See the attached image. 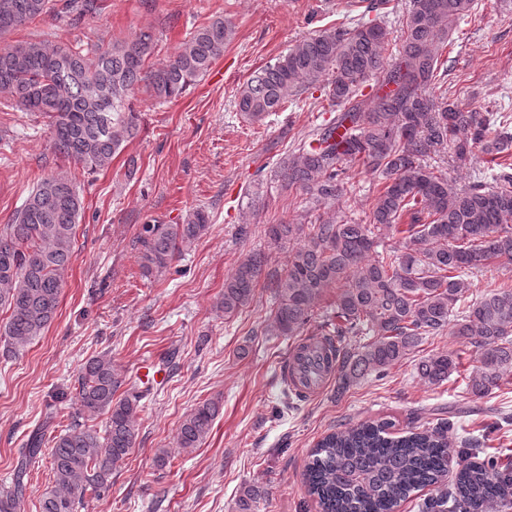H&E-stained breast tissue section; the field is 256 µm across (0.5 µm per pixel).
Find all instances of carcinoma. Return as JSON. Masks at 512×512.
<instances>
[{
	"mask_svg": "<svg viewBox=\"0 0 512 512\" xmlns=\"http://www.w3.org/2000/svg\"><path fill=\"white\" fill-rule=\"evenodd\" d=\"M473 4L410 0L393 57L383 21L358 18L324 29L297 41L239 92L238 110L253 119L299 104L302 92L318 83L342 108L272 171L282 189L306 196L307 213L267 227L268 250L238 262L220 301L227 319L250 306L273 252L288 249L275 282L270 335H303L324 293L336 289L335 308L297 346L296 359L318 358L336 376L339 396L370 374L385 375L450 324L452 335L474 352L464 377L467 395L490 396L512 372V283L470 297L473 275L495 262L512 264V130L492 112L460 108L428 92L440 77L448 36ZM102 10L103 0H64L59 8L51 0H0V39L51 13L81 18ZM232 35V24L215 17L188 33L172 57L153 64L158 38L151 29L87 49L79 42L16 41L0 47L3 105L44 116L54 154L84 171H100L139 132L134 91L143 88L159 101L182 96L224 55ZM477 151L495 163L490 184L478 177L457 188L448 172L428 163L446 153L461 166ZM354 162L380 178L364 224L336 212L345 165ZM83 209L75 177L51 173L0 231L5 353L23 351L53 321ZM208 228L202 209L185 224L144 225L138 240L143 275L165 273L180 246ZM389 235L399 237L401 247L383 246ZM461 365L462 353L450 350L421 358L415 370L421 381L439 386ZM122 384L110 350L81 367L78 413L107 418L101 429L76 421L52 438L53 486L42 494L40 512H76L134 447L145 394L132 384L119 395ZM222 407L221 400L208 399L186 414L178 447H200ZM453 426L439 418L431 427L401 430L389 417L329 433L309 456L308 491L321 512H395L428 486L434 492L418 504L419 512L512 508V463L495 457L476 462L467 450L457 452L458 470L448 486ZM43 443L38 433L28 440L11 485L0 489V512H21L27 461ZM267 494L262 486L243 485L237 512H254Z\"/></svg>",
	"mask_w": 512,
	"mask_h": 512,
	"instance_id": "cac0c4a2",
	"label": "carcinoma"
}]
</instances>
